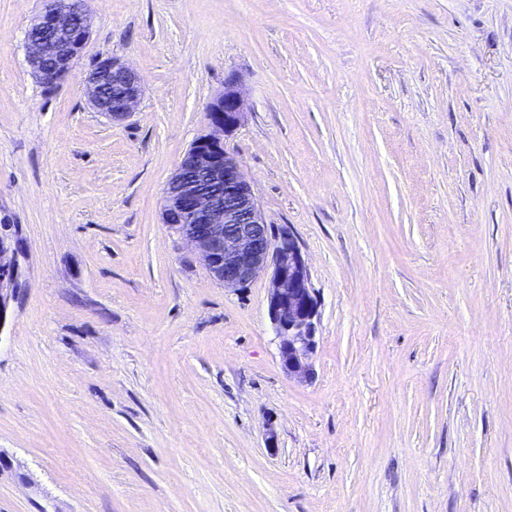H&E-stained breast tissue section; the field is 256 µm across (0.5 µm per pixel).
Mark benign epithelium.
I'll return each mask as SVG.
<instances>
[{
  "mask_svg": "<svg viewBox=\"0 0 512 512\" xmlns=\"http://www.w3.org/2000/svg\"><path fill=\"white\" fill-rule=\"evenodd\" d=\"M93 25L85 0H44L24 36L34 79L54 87L71 77ZM82 82L91 108L114 123L135 113L143 92L139 75L114 57L100 58ZM243 117L237 80L229 77L207 107L209 132L195 139L163 189L162 223L227 290L270 276L267 311L281 367L289 377L307 380L314 374L319 301L297 236L286 224L266 223L239 161L224 148V136ZM19 277L16 249L0 235V329L20 291Z\"/></svg>",
  "mask_w": 512,
  "mask_h": 512,
  "instance_id": "1",
  "label": "benign epithelium"
}]
</instances>
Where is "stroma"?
Wrapping results in <instances>:
<instances>
[{"instance_id":"1","label":"stroma","mask_w":512,"mask_h":512,"mask_svg":"<svg viewBox=\"0 0 512 512\" xmlns=\"http://www.w3.org/2000/svg\"><path fill=\"white\" fill-rule=\"evenodd\" d=\"M42 6L0 0V512H512V0H87L122 123L31 76ZM230 76L224 147L321 302L307 382L269 277L161 221ZM114 81L112 94L106 88ZM88 102L94 112L106 115L112 122H124L134 113L143 89L139 75L114 57H102L82 77ZM19 277L16 247L12 248L9 238L0 235V330L6 322L11 303L21 289L18 288Z\"/></svg>"}]
</instances>
